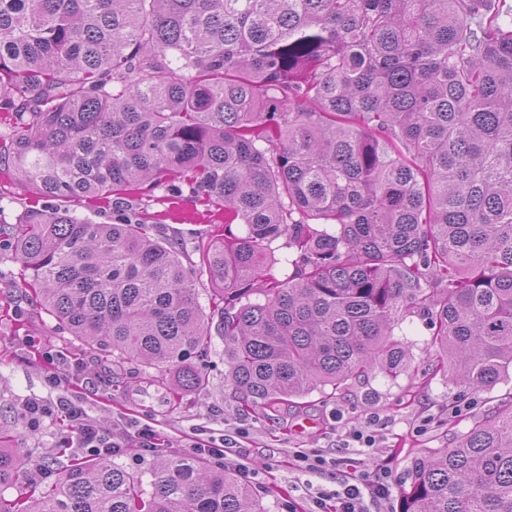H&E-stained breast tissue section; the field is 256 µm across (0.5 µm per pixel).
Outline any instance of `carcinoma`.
Instances as JSON below:
<instances>
[{
  "label": "carcinoma",
  "instance_id": "cac0c4a2",
  "mask_svg": "<svg viewBox=\"0 0 512 512\" xmlns=\"http://www.w3.org/2000/svg\"><path fill=\"white\" fill-rule=\"evenodd\" d=\"M0 112L15 183L112 206L32 205L9 249L41 308L134 374L202 392L216 335L224 382L269 407L407 370L410 316L464 386L512 368L508 0H0ZM157 190L224 215L200 267L136 207ZM15 440L0 429V512H267L206 457L144 476ZM22 473L29 494L1 495ZM406 480L402 512H512V405Z\"/></svg>",
  "mask_w": 512,
  "mask_h": 512
}]
</instances>
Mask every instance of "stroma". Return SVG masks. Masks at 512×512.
Wrapping results in <instances>:
<instances>
[{
    "label": "stroma",
    "instance_id": "1",
    "mask_svg": "<svg viewBox=\"0 0 512 512\" xmlns=\"http://www.w3.org/2000/svg\"><path fill=\"white\" fill-rule=\"evenodd\" d=\"M141 205L188 251L208 239L223 221L219 215L205 216L202 206L187 197L173 204L157 192L143 198ZM28 291L20 264L1 250L0 425L20 432L23 447L39 458L67 445V421L57 418L31 430L18 415L26 400L46 398L57 390L79 400L102 432L131 433L139 423L159 430L165 441L161 449L130 448L119 456V463L134 472L241 429L245 438L228 449L223 463L230 469L242 464L254 471L250 485L267 512H311L312 492L334 491L348 475L375 471L386 458L393 470L392 495L386 502L371 504L370 510L399 512L409 457L425 449L454 447L457 434L473 418L493 415L512 404L511 377L492 389L475 392L447 377L426 376L430 331L417 317L395 330L411 352L408 371L397 377L376 371L342 394L316 391L299 404L244 412L224 383V342L216 336L206 359L208 391L177 397L151 380L131 378L130 365L85 352L55 319L27 300ZM65 367L70 376L60 388H50L49 375ZM372 417L382 424L378 447L342 452L346 432L364 426ZM301 448L342 456L346 462L332 471H299L288 461Z\"/></svg>",
    "mask_w": 512,
    "mask_h": 512
}]
</instances>
